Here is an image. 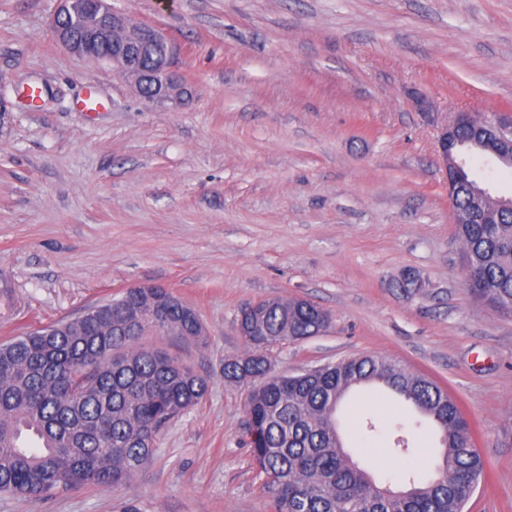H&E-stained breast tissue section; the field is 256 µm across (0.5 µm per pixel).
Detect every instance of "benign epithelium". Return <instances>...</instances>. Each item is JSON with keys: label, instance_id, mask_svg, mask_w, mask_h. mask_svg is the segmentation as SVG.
<instances>
[{"label": "benign epithelium", "instance_id": "7a95c632", "mask_svg": "<svg viewBox=\"0 0 512 512\" xmlns=\"http://www.w3.org/2000/svg\"><path fill=\"white\" fill-rule=\"evenodd\" d=\"M74 0H60L53 20L56 39L73 55L82 59L105 62L114 71L130 78L137 91L154 85L147 100L177 102L187 93L184 84L172 73L174 46L157 29L135 21L124 12H91L78 26L69 24L74 16ZM465 114L458 113L443 127L438 149L448 180L453 189L462 167L465 152L457 137V129ZM483 140L490 145V156L497 163L512 165V114H495L479 124Z\"/></svg>", "mask_w": 512, "mask_h": 512}]
</instances>
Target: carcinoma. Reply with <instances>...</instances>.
Segmentation results:
<instances>
[{
  "mask_svg": "<svg viewBox=\"0 0 512 512\" xmlns=\"http://www.w3.org/2000/svg\"><path fill=\"white\" fill-rule=\"evenodd\" d=\"M454 200L466 288L512 318V210L488 197L492 224H469L485 188L462 169ZM327 313L303 299L258 301L242 329L249 349L224 357L230 384L247 385L253 454L276 512H463L485 476L470 420L448 391L402 365L373 356L282 375L263 351L326 330ZM194 309L162 286L128 288L82 316L0 343V493L41 497L130 483L151 460L164 427L197 405L208 378L141 339L155 331L193 337ZM381 386L403 401L412 426L439 434L441 463L422 479L404 439L401 489L381 485L348 451L338 412L354 390Z\"/></svg>",
  "mask_w": 512,
  "mask_h": 512,
  "instance_id": "carcinoma-1",
  "label": "carcinoma"
}]
</instances>
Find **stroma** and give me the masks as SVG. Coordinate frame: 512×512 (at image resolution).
<instances>
[{
    "mask_svg": "<svg viewBox=\"0 0 512 512\" xmlns=\"http://www.w3.org/2000/svg\"><path fill=\"white\" fill-rule=\"evenodd\" d=\"M178 50L182 104L70 55L59 0H0V341L157 284L200 339L144 337L208 376L127 485L0 494V512H275L246 428V304L314 302L327 330L270 348L295 374L371 355L426 375L473 425L485 477L465 512H512V318L464 285L437 139L456 112L512 111V0H110ZM104 106L81 111L87 89ZM421 287L402 291L406 272ZM351 453L399 483L401 403L341 408ZM373 418L376 435L357 433Z\"/></svg>",
    "mask_w": 512,
    "mask_h": 512,
    "instance_id": "35a3bbf8",
    "label": "stroma"
}]
</instances>
